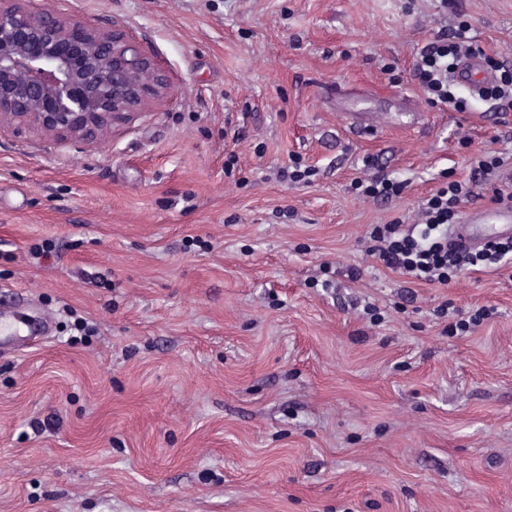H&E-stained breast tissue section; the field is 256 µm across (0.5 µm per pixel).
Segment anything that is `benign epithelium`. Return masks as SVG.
<instances>
[{
  "instance_id": "7a95c632",
  "label": "benign epithelium",
  "mask_w": 512,
  "mask_h": 512,
  "mask_svg": "<svg viewBox=\"0 0 512 512\" xmlns=\"http://www.w3.org/2000/svg\"><path fill=\"white\" fill-rule=\"evenodd\" d=\"M0 0V128L94 146L175 86L125 26Z\"/></svg>"
}]
</instances>
